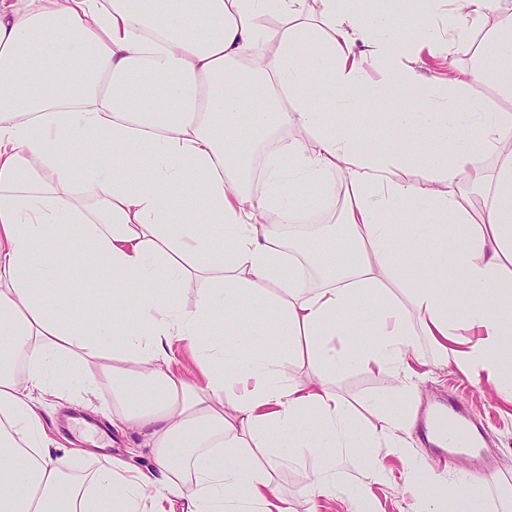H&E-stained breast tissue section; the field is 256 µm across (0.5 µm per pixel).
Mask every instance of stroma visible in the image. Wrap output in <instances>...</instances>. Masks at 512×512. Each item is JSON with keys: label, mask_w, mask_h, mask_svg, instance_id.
I'll list each match as a JSON object with an SVG mask.
<instances>
[{"label": "stroma", "mask_w": 512, "mask_h": 512, "mask_svg": "<svg viewBox=\"0 0 512 512\" xmlns=\"http://www.w3.org/2000/svg\"><path fill=\"white\" fill-rule=\"evenodd\" d=\"M494 16H487L471 31L467 43L453 46L452 60L434 58L425 44H417L405 57L407 66L423 77L446 72L448 63L470 69L474 59L486 47L494 27ZM59 285L72 289L77 312L100 316L105 314L103 298L106 286L93 273L76 274L69 266L58 271ZM420 357L418 370L424 381L417 391L400 393L390 377L359 369L342 370L332 378V386L352 407L361 424L374 427L378 420L371 410L374 401L393 404L409 417L441 398H454L486 427L490 437L485 450L493 456L498 469L496 479L485 485L484 512H512V405L503 402L485 381L464 377L452 364H440L425 337H417ZM43 422L64 452L71 454L73 466L81 470L94 462H106L110 456L124 457L138 443L136 434L112 426V389L103 386L94 393L73 387L70 399L45 397ZM130 456V455H129ZM389 479L372 486L375 512H414L417 500L404 486L403 460L381 454ZM363 468L350 466L336 477L330 492L317 499L315 512H350L349 496L365 482Z\"/></svg>", "instance_id": "35a3bbf8"}]
</instances>
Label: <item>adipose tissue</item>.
Listing matches in <instances>:
<instances>
[{
    "label": "adipose tissue",
    "instance_id": "1",
    "mask_svg": "<svg viewBox=\"0 0 512 512\" xmlns=\"http://www.w3.org/2000/svg\"><path fill=\"white\" fill-rule=\"evenodd\" d=\"M380 3L369 19L337 0L316 18L308 0H0V512H295L272 479L288 463L310 499L347 459L384 479L361 453L406 456L409 419L377 402L378 427L355 425L331 378L356 368L410 390L420 336L512 404V113L469 94L484 79L512 93V8L453 0L449 39L497 24L474 70L447 78L443 109L423 105L429 86L403 65L421 34L403 22L415 0ZM369 57L384 75L373 97L404 91L400 111H347ZM366 128L387 136L363 145ZM278 129L251 179L240 142ZM64 148L97 158L76 174ZM338 176L339 223L281 243L299 195L323 197ZM64 226L76 237H58ZM61 259L109 283L108 318L47 301ZM176 342L201 382L176 369ZM299 356L309 379L288 370ZM75 375L111 384L112 424L136 431L151 466L115 458L78 477L52 455L41 398ZM483 507L471 486L418 502Z\"/></svg>",
    "mask_w": 512,
    "mask_h": 512
}]
</instances>
